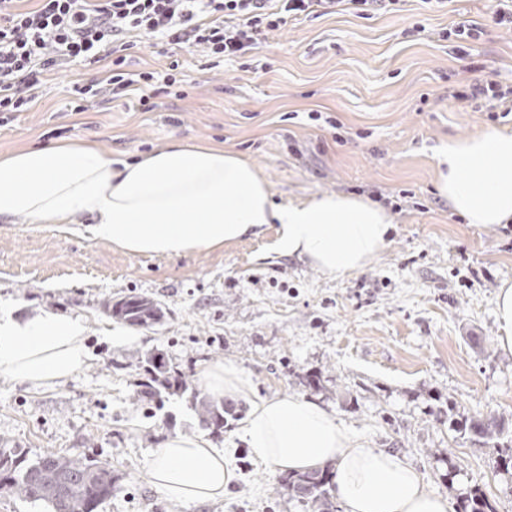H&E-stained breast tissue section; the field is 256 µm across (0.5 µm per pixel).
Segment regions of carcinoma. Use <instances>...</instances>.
<instances>
[{
  "label": "carcinoma",
  "mask_w": 512,
  "mask_h": 512,
  "mask_svg": "<svg viewBox=\"0 0 512 512\" xmlns=\"http://www.w3.org/2000/svg\"><path fill=\"white\" fill-rule=\"evenodd\" d=\"M103 308L114 319L130 327L148 328L164 317L162 304L146 294L110 299ZM138 401L163 405L170 396L192 394V407L200 426L214 434L224 433L228 409L224 402L209 398L197 389H189L185 374L159 353L145 357L143 375L135 383ZM458 431L475 436L482 444L497 449V467L512 471V443H501L504 424L494 417L450 419ZM334 469L326 466L290 474L280 483L288 501L300 512H338ZM112 463L96 456H70L46 452L32 457L25 448L8 441L0 442V493L26 502H39L47 512H96L98 507L120 489ZM458 512H490L483 494L467 493Z\"/></svg>",
  "instance_id": "obj_1"
}]
</instances>
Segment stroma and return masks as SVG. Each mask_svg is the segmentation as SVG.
<instances>
[{"instance_id": "1", "label": "stroma", "mask_w": 512, "mask_h": 512, "mask_svg": "<svg viewBox=\"0 0 512 512\" xmlns=\"http://www.w3.org/2000/svg\"><path fill=\"white\" fill-rule=\"evenodd\" d=\"M497 0H450L430 11L361 19L341 12L289 22L255 56L215 62L178 51L190 84L178 100L159 94L152 112L103 96L70 108V86L103 78L79 64L45 72L35 107L0 122V153L92 140L133 160L171 140L224 144L270 183L275 203L310 194H378L416 206L394 212L389 245L370 267L342 278L273 253L250 239L209 253L134 256L51 224H0V307L53 310L86 328L88 360L64 383L35 387L0 374V439L30 455L47 451L111 461L120 489L97 512H298L277 491L280 474L254 460L234 416L212 447L236 473L222 497L171 501L147 479L158 448L202 429L188 397L163 409L134 399L139 363L159 352L193 386L209 366L244 371L254 398L295 394L316 401L372 447L395 451L424 476L428 492L457 504L480 490L494 512H512V473L495 449L456 432L448 406L493 416L512 431V352L499 344L495 295L512 281V223H467L437 191L435 153L490 121L450 98L479 76L512 85V32L494 25ZM483 25L460 56L442 28ZM424 32L414 33V24ZM483 69L471 73V62ZM336 117L313 121L309 112ZM147 294L162 323L136 328L104 313V300ZM320 377L318 388L307 374Z\"/></svg>"}]
</instances>
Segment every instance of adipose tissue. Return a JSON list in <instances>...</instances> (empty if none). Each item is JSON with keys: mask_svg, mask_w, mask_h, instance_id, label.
Here are the masks:
<instances>
[{"mask_svg": "<svg viewBox=\"0 0 512 512\" xmlns=\"http://www.w3.org/2000/svg\"><path fill=\"white\" fill-rule=\"evenodd\" d=\"M438 191L470 224L512 222V130L449 139L437 155ZM0 223L75 226L90 240L132 255L179 256L262 237L277 225L274 253L341 278L373 264L392 216L379 204L340 193L275 204L269 182L223 147L175 141L132 162H114L91 142L0 155ZM87 362L84 328L69 315L0 313V373L53 387ZM214 398H246L235 366L208 368ZM253 458L272 471L334 463L342 512H451L398 453L349 435L319 404L284 395L253 403L241 423ZM149 480L166 498L205 502L223 496L234 472L200 435L169 437Z\"/></svg>", "mask_w": 512, "mask_h": 512, "instance_id": "1", "label": "adipose tissue"}]
</instances>
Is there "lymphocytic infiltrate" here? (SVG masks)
Masks as SVG:
<instances>
[{
    "mask_svg": "<svg viewBox=\"0 0 512 512\" xmlns=\"http://www.w3.org/2000/svg\"><path fill=\"white\" fill-rule=\"evenodd\" d=\"M401 0H0V112L29 111L43 72L80 63L108 62L105 79L74 84L76 111L104 88L137 97L152 111L154 92L184 97L179 60L157 69L128 70L122 53L130 33L181 49H198L225 62L254 53L287 21L350 11L368 19L397 9ZM451 96L496 120L512 114V87L476 80Z\"/></svg>",
    "mask_w": 512,
    "mask_h": 512,
    "instance_id": "lymphocytic-infiltrate-1",
    "label": "lymphocytic infiltrate"
}]
</instances>
